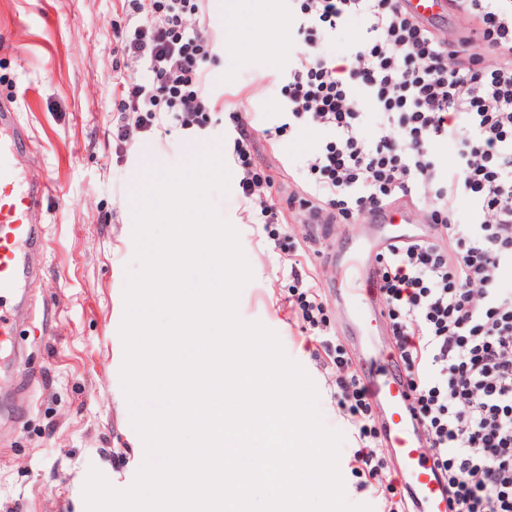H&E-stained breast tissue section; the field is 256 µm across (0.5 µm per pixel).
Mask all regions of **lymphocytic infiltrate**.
Returning <instances> with one entry per match:
<instances>
[{
	"label": "lymphocytic infiltrate",
	"instance_id": "1",
	"mask_svg": "<svg viewBox=\"0 0 512 512\" xmlns=\"http://www.w3.org/2000/svg\"><path fill=\"white\" fill-rule=\"evenodd\" d=\"M133 2L118 30L136 69L122 85L117 141L127 146L134 129L203 134L211 95L202 64L219 48L205 0ZM297 2L306 49L283 88L287 122L265 134L318 127L326 140L303 163L302 191L288 196L300 215L291 236L309 242L314 225L364 222L403 198L439 227L379 251L374 286L449 512H512V290L500 286L512 274V0H467L453 43L402 0ZM352 16L366 19V37L343 70L322 44ZM437 140L456 146L451 165L432 155ZM239 186L255 223L278 220L270 180L246 169ZM468 204L479 223H456ZM335 384L336 406L363 440L354 460L367 486L382 512H405L374 463L366 437L376 420L352 361L337 362Z\"/></svg>",
	"mask_w": 512,
	"mask_h": 512
}]
</instances>
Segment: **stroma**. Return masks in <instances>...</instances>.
Here are the masks:
<instances>
[{
	"label": "stroma",
	"instance_id": "stroma-1",
	"mask_svg": "<svg viewBox=\"0 0 512 512\" xmlns=\"http://www.w3.org/2000/svg\"><path fill=\"white\" fill-rule=\"evenodd\" d=\"M226 2L239 6L236 27H226L215 0L207 4L211 33L236 49L204 65L223 95L205 136L169 142L155 133L123 151L112 135V94L130 62L114 26L129 13L128 0H0V102H12L28 136L15 161L28 182L47 178L55 185L33 215L45 228L36 257L41 274L27 285L37 316L0 343V363H12L14 376L24 377L29 399L20 414L14 389L0 390V512H85L89 468L124 489L143 462L120 382L118 333L135 254L132 194L146 168L139 146H148L164 169L187 161L188 148L219 143L233 179L250 166L272 180L274 198L283 200L300 190L297 171L324 138L313 127L275 139L264 134L284 121L280 88L304 48L292 0ZM269 18L277 20L281 39L263 51L258 39ZM239 107L250 113L252 137L242 161L230 150L236 135L230 114ZM215 201L238 230L254 274L241 293L240 316L274 330L313 379L325 424L345 436L339 469L355 487L350 502L378 506L353 458L354 430L336 409V363L351 357L353 346L322 275L323 256L314 244H291L292 211L274 224L250 223L235 182ZM296 271L321 288L316 317L325 337L302 327L306 298L295 286Z\"/></svg>",
	"mask_w": 512,
	"mask_h": 512
}]
</instances>
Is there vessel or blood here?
Wrapping results in <instances>:
<instances>
[{
	"instance_id": "1",
	"label": "vessel or blood",
	"mask_w": 512,
	"mask_h": 512,
	"mask_svg": "<svg viewBox=\"0 0 512 512\" xmlns=\"http://www.w3.org/2000/svg\"><path fill=\"white\" fill-rule=\"evenodd\" d=\"M442 0H404L405 9L421 20L447 29ZM10 128L12 147L20 149L27 135L14 110L0 111V128ZM47 191L46 183L23 185L8 153L0 149V303L17 296L23 284L39 274L33 257L43 245V232L33 224L32 214ZM396 224L418 226L417 211L390 210L380 222H367L352 236L353 249L342 270L336 296L345 314V326L356 338L355 356L364 369L367 386L381 407V423L387 447L392 448L398 475L413 502L414 512H448V497L433 460L426 451L424 432L414 418L408 391L390 355L373 360L378 335L365 329L367 321H380L383 304L372 286L371 253L387 243Z\"/></svg>"
}]
</instances>
